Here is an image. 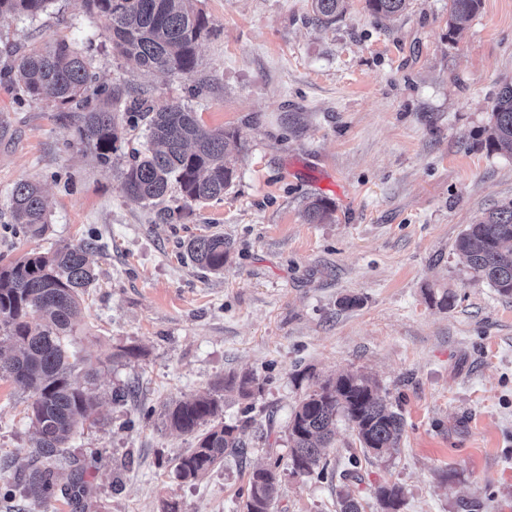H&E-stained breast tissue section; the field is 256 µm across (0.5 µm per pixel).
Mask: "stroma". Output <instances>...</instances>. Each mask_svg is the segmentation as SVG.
I'll return each mask as SVG.
<instances>
[{"instance_id":"obj_1","label":"stroma","mask_w":512,"mask_h":512,"mask_svg":"<svg viewBox=\"0 0 512 512\" xmlns=\"http://www.w3.org/2000/svg\"><path fill=\"white\" fill-rule=\"evenodd\" d=\"M208 30L188 76L132 69L81 0H50L36 19L0 16V48L67 41L95 88L155 105L188 104L209 128L236 132L234 181L204 203L172 192L131 201L123 173L143 129H124L109 165L79 140L67 108L0 79V266L95 239L96 281L74 347L97 366L96 423L63 455L84 470L82 503L35 504L18 480L34 465L26 391L0 379V512H239L256 462L287 455L303 395L361 370L405 427L389 460L363 456L339 422L325 477L287 474L273 512H336L342 476L365 512L376 491H403L398 512H512V296L474 276L455 249L468 224L512 202V156L482 131L512 82V0H482L448 30V0H410L391 21L347 0L319 24L311 0H198ZM42 185L48 223L18 233L13 186ZM334 208L323 224L308 201ZM218 233L223 274L187 242ZM447 294L448 306L436 304ZM356 306H344V297ZM251 373L260 391L229 396L224 422L253 446L198 481L181 480L193 436L163 427L164 404Z\"/></svg>"}]
</instances>
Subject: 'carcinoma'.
Returning <instances> with one entry per match:
<instances>
[{"instance_id":"obj_1","label":"carcinoma","mask_w":512,"mask_h":512,"mask_svg":"<svg viewBox=\"0 0 512 512\" xmlns=\"http://www.w3.org/2000/svg\"><path fill=\"white\" fill-rule=\"evenodd\" d=\"M50 0H0V15H24L31 19L45 10ZM85 8L105 21L112 45L127 62L147 71L190 75L197 66L199 40L208 29V19L194 7L195 0H82ZM346 0H312L320 23H331L345 10ZM371 14L390 20L402 14L409 0H366ZM448 28L453 33L473 17L481 0H448ZM12 62L0 70V78L20 86L32 98L75 112L82 143L100 162L110 161L120 139L119 115L114 104L119 94L111 92L94 104L84 96L92 82L84 55L66 41L19 52L4 48ZM150 147L133 159L124 173L126 193L134 200L154 204L177 183L183 198L205 202L224 195L233 182L234 170L226 157L238 147L237 135L204 127L197 113L172 102L144 113ZM485 145L491 152L512 155V83L498 93ZM331 204L321 198L307 203L309 224L331 218ZM13 223L25 233L37 235L48 224V213L39 183L21 181L10 201ZM476 277L504 296L512 295V202L485 213L467 226L456 241ZM95 248L90 243L65 244L46 254L33 253L0 267V378L10 379L30 393L28 418L34 428L35 453L40 465L25 479L24 492L43 504L59 488L77 499L86 494L82 472L66 470L58 449L65 447L75 430L94 422L95 402L90 393L70 379L67 340L80 311L82 296L96 274L89 260ZM199 266L222 273L228 247L222 235L201 236L188 245ZM237 389L250 398L260 391L251 374L233 375L223 387L165 405L162 423L195 436L196 447L183 456L178 476L195 481L247 447L240 427L219 420L224 408V389ZM353 423L363 453L377 459L396 450L404 431L401 414L391 410L375 383L360 371H347L326 380L307 393L291 414L287 427L289 447L286 468L292 474H322L325 450L335 434L336 418ZM282 491V471L269 465L254 467L248 474V493L240 512H270ZM401 489L381 487L377 505L381 512H396ZM340 512H363L353 492H339Z\"/></svg>"}]
</instances>
